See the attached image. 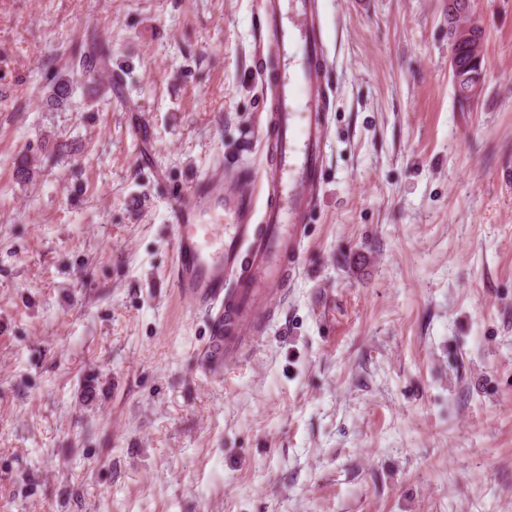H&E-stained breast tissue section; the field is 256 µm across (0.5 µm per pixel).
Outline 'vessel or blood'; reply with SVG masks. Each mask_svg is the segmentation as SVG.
<instances>
[{
	"label": "vessel or blood",
	"instance_id": "vessel-or-blood-1",
	"mask_svg": "<svg viewBox=\"0 0 512 512\" xmlns=\"http://www.w3.org/2000/svg\"><path fill=\"white\" fill-rule=\"evenodd\" d=\"M259 72L273 92L262 144L264 181L224 173L169 198L172 280L197 310L212 312L202 353L213 367L244 360L265 328L257 303L281 297L298 270L302 224L315 208L327 127L320 77L327 68L316 0H261Z\"/></svg>",
	"mask_w": 512,
	"mask_h": 512
}]
</instances>
